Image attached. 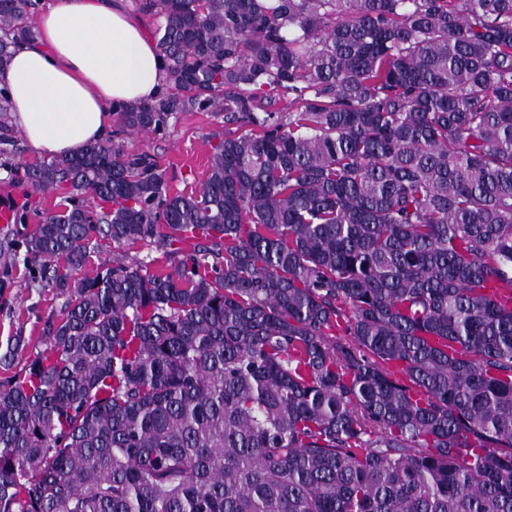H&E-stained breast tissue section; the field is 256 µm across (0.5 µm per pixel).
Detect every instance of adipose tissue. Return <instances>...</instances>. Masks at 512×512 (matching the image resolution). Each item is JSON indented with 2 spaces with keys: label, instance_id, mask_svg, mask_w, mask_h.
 I'll return each mask as SVG.
<instances>
[{
  "label": "adipose tissue",
  "instance_id": "ef3b65f1",
  "mask_svg": "<svg viewBox=\"0 0 512 512\" xmlns=\"http://www.w3.org/2000/svg\"><path fill=\"white\" fill-rule=\"evenodd\" d=\"M162 60L123 0H46L34 38L0 68L9 113L32 153H72L112 133V107L157 97Z\"/></svg>",
  "mask_w": 512,
  "mask_h": 512
}]
</instances>
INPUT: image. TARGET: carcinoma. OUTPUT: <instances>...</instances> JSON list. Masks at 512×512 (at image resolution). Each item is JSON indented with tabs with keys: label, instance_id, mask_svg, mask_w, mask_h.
<instances>
[{
	"label": "carcinoma",
	"instance_id": "obj_1",
	"mask_svg": "<svg viewBox=\"0 0 512 512\" xmlns=\"http://www.w3.org/2000/svg\"><path fill=\"white\" fill-rule=\"evenodd\" d=\"M139 11L166 91L119 127L224 136L187 195L110 138L24 170L64 307L0 383V512H512V0ZM100 250L91 249L88 263L84 267L83 273L88 276H95L97 272L103 271L106 267L112 266L113 258L121 262H136L152 272H170L174 269L175 264L164 250L156 247L155 244L139 242L130 247H126L122 251L112 254V247L105 249V242ZM94 250V251H93Z\"/></svg>",
	"mask_w": 512,
	"mask_h": 512
}]
</instances>
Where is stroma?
<instances>
[{
	"label": "stroma",
	"instance_id": "1",
	"mask_svg": "<svg viewBox=\"0 0 512 512\" xmlns=\"http://www.w3.org/2000/svg\"><path fill=\"white\" fill-rule=\"evenodd\" d=\"M223 130V115L184 112L171 120L166 136L125 134L121 140L129 150L156 156L167 171L170 192L187 193L205 178L214 136ZM35 160L19 130H12L10 142L0 141V207L14 212L13 224L0 226V354L17 336L23 339L22 355L35 353L41 347L45 320L58 317L64 304L63 297L43 287L36 268L26 259V234L33 230L38 214L59 200L58 194L33 190L24 181V166ZM116 260L135 262L152 272L175 267L164 250L140 242L116 253L108 248L92 251L84 272L96 275Z\"/></svg>",
	"mask_w": 512,
	"mask_h": 512
}]
</instances>
